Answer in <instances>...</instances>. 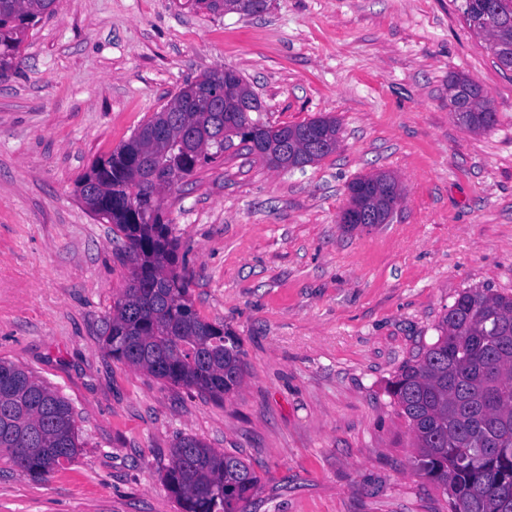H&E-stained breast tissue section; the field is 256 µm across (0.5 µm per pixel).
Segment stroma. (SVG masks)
Masks as SVG:
<instances>
[{
  "label": "stroma",
  "mask_w": 512,
  "mask_h": 512,
  "mask_svg": "<svg viewBox=\"0 0 512 512\" xmlns=\"http://www.w3.org/2000/svg\"><path fill=\"white\" fill-rule=\"evenodd\" d=\"M215 69L272 124L341 126L305 167L234 147L164 195L195 309L245 353L221 400L108 354L129 268L75 194ZM453 74L487 92L493 128L457 120ZM381 171L405 190L391 220L344 227L348 183ZM467 288L512 294V71L457 0H268L251 16L57 0L0 81V360L70 402L81 448L44 482L0 467V512H179L163 475L187 436L260 476L247 512H448L388 387Z\"/></svg>",
  "instance_id": "35a3bbf8"
}]
</instances>
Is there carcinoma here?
<instances>
[{
  "label": "carcinoma",
  "instance_id": "1",
  "mask_svg": "<svg viewBox=\"0 0 512 512\" xmlns=\"http://www.w3.org/2000/svg\"><path fill=\"white\" fill-rule=\"evenodd\" d=\"M490 16L484 0H460L470 29L487 37V50L512 71V0H495ZM56 0H0V77L20 56L30 29L55 12ZM192 9L224 13V0H186ZM204 80L179 89L167 106L180 111L182 125L154 113L107 156L96 158L78 180L77 198L120 233L131 272L128 287L105 322L103 342L112 358L172 385L215 399L235 393L243 382L244 352L224 324L203 319L177 270L178 242L162 195L200 167L224 156L221 131L243 142L288 138V154L275 160L302 168L334 153L340 124L318 116L273 127L261 115L239 112L240 78L213 70ZM224 88L226 111L197 110L194 104ZM471 100L465 126L494 127L496 113L483 88L452 75L448 89ZM314 129L327 144L312 154L305 132ZM368 183L366 195H349L386 223L402 195L391 174L357 177L348 191ZM436 340L419 349L391 381L389 393L412 431L413 469L435 482L449 512H512V296L489 288L462 291L437 326ZM77 426L69 402L19 366L0 361V461L34 481H44L78 454ZM163 480L179 512H243L260 487V477L241 458L216 451L195 437L171 450Z\"/></svg>",
  "mask_w": 512,
  "mask_h": 512
}]
</instances>
